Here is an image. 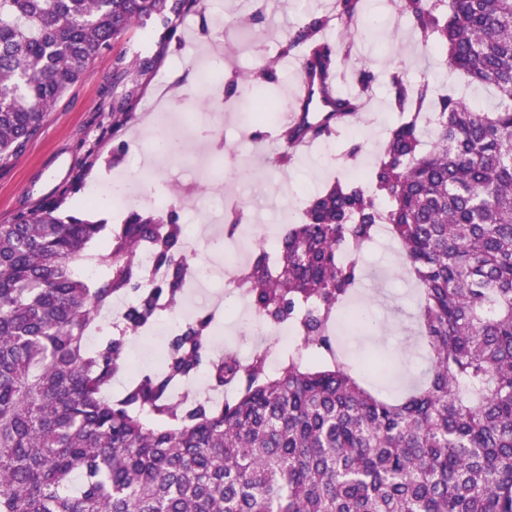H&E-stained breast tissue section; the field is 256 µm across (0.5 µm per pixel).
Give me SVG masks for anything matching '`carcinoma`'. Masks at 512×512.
<instances>
[{
    "label": "carcinoma",
    "instance_id": "obj_1",
    "mask_svg": "<svg viewBox=\"0 0 512 512\" xmlns=\"http://www.w3.org/2000/svg\"><path fill=\"white\" fill-rule=\"evenodd\" d=\"M420 42L497 103L432 98L426 79L396 71L391 99L411 117L389 130L366 180L309 197L274 254L257 245L235 287L300 346L276 373L265 359L210 360L212 321L185 322L161 373L120 398L127 336L176 311L187 260L175 210L131 206L119 224L67 214L77 184L0 224V512H512V0H397ZM201 0H0V161L40 130L91 62L133 26L169 29ZM344 27L312 17L280 56L338 70L361 0H337ZM362 111L336 103L278 134L276 165L301 142L331 139ZM432 146L423 149V118ZM386 225L418 285V325L431 366L399 401L374 396L332 350L359 260ZM167 277L143 288L142 249ZM353 252L344 258L345 251ZM101 265L88 278L84 263ZM136 304L118 334L90 349L99 311ZM208 366L236 383L216 409L183 407L171 387ZM79 474L82 482L72 486Z\"/></svg>",
    "mask_w": 512,
    "mask_h": 512
}]
</instances>
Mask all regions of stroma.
<instances>
[{
  "label": "stroma",
  "mask_w": 512,
  "mask_h": 512,
  "mask_svg": "<svg viewBox=\"0 0 512 512\" xmlns=\"http://www.w3.org/2000/svg\"><path fill=\"white\" fill-rule=\"evenodd\" d=\"M330 10L329 0H203L198 12L178 21L172 37L163 28H131L123 38L104 50L91 66L87 79L74 84L50 109L38 131L17 155L0 164V224L14 223L23 212L37 208L81 177L78 191L66 207L75 215L117 224L121 214L94 201V191L104 182L132 176L135 160L148 156L149 140L162 115L155 103L163 92L178 93V111L187 113L193 124L210 119L205 110V92L195 78L199 60L220 55L224 58L221 85L235 75L253 74L264 61H274L271 78L254 83V90L278 95L289 106L298 65L280 56L284 35L310 16ZM364 17L343 61L344 80L355 85L356 73L369 69L376 76L368 111L359 113L351 129L341 130L331 148L315 141L305 151H296L284 168L275 164L281 150L277 129L250 122V112L241 101L248 87L238 85L225 94L222 124L215 137L218 150L192 146L188 153L172 159L170 184H150L155 197L170 196L180 222L189 236L201 237L211 215L246 208L249 223L281 227L275 213L282 207L292 212L291 223L302 220L303 204L334 179L350 178L352 172L370 170L384 145L396 115L390 108L389 77L403 70L413 82L429 78L438 94L466 97L472 107L490 109L496 103L492 90L471 88L448 72L442 57L425 54L421 44L400 20L392 0H364ZM250 17V41L240 39L237 28L227 27L229 19ZM152 57L147 75L131 73L116 82L120 59L135 54ZM133 97L132 119L120 128L112 126V106ZM357 148L354 160H346L350 148ZM125 159L111 165L116 149ZM397 246H371L359 261V284L349 299L364 310L367 318L389 326L386 336L368 335L333 343L354 369L385 360L382 373H365L362 385L392 400L401 399L409 384L424 380L429 369L428 347L418 333L417 284L405 269L393 268Z\"/></svg>",
  "instance_id": "1"
}]
</instances>
